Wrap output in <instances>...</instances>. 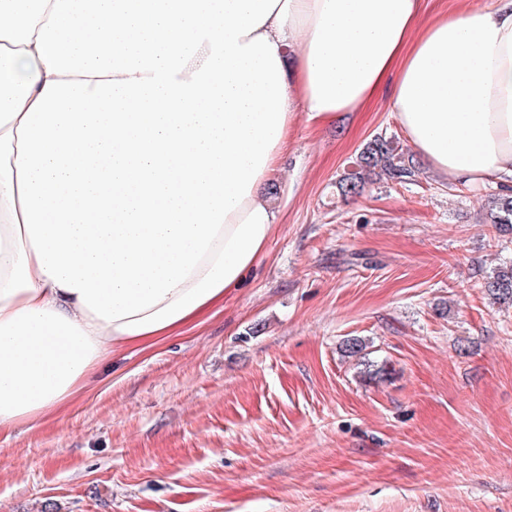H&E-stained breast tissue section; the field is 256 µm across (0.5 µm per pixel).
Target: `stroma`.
I'll return each instance as SVG.
<instances>
[{
	"label": "stroma",
	"instance_id": "stroma-1",
	"mask_svg": "<svg viewBox=\"0 0 512 512\" xmlns=\"http://www.w3.org/2000/svg\"><path fill=\"white\" fill-rule=\"evenodd\" d=\"M378 135L408 144L385 91L299 113L252 271L200 326L0 433V512H512V305L483 288L512 261L485 219L498 188L422 161L342 197Z\"/></svg>",
	"mask_w": 512,
	"mask_h": 512
}]
</instances>
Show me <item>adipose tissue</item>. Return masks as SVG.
I'll use <instances>...</instances> for the list:
<instances>
[{
    "mask_svg": "<svg viewBox=\"0 0 512 512\" xmlns=\"http://www.w3.org/2000/svg\"><path fill=\"white\" fill-rule=\"evenodd\" d=\"M0 0V432L238 287L297 113L382 90L453 182L512 187V0ZM422 9L417 20V32L423 31L436 17L462 8H481L487 0H422Z\"/></svg>",
    "mask_w": 512,
    "mask_h": 512,
    "instance_id": "ef3b65f1",
    "label": "adipose tissue"
}]
</instances>
